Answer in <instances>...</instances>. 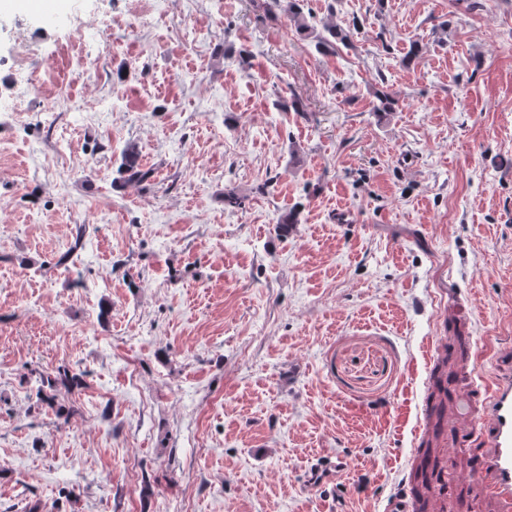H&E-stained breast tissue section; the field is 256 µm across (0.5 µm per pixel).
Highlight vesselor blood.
Masks as SVG:
<instances>
[{
	"label": "vessel or blood",
	"instance_id": "b4317fda",
	"mask_svg": "<svg viewBox=\"0 0 512 512\" xmlns=\"http://www.w3.org/2000/svg\"><path fill=\"white\" fill-rule=\"evenodd\" d=\"M494 376L482 385L483 410L479 421L485 446L481 454L480 482L512 512V347L496 348ZM347 469L344 459L325 462L312 470L310 480L320 485L338 480Z\"/></svg>",
	"mask_w": 512,
	"mask_h": 512
}]
</instances>
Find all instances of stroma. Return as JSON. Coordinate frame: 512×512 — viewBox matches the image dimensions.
Listing matches in <instances>:
<instances>
[{
	"instance_id": "35a3bbf8",
	"label": "stroma",
	"mask_w": 512,
	"mask_h": 512,
	"mask_svg": "<svg viewBox=\"0 0 512 512\" xmlns=\"http://www.w3.org/2000/svg\"><path fill=\"white\" fill-rule=\"evenodd\" d=\"M264 2L68 37L0 0V85L39 86L0 107V512H501L463 462L512 342V0H302L328 54ZM118 177L112 179V188L118 189L131 182H144L152 176L150 169H143L135 144H127L121 152V161L116 170ZM30 374L34 376L35 381L39 383L37 393L38 400L42 403L46 402L49 405L55 401L57 392H59L60 389L71 391L73 388H78L84 383L82 373H73L65 368H58L53 374L35 368L31 370ZM347 468V462L344 459L336 458V463L327 461L322 466L315 467L311 471V485L317 484L320 486L323 483L337 481L342 477Z\"/></svg>"
}]
</instances>
